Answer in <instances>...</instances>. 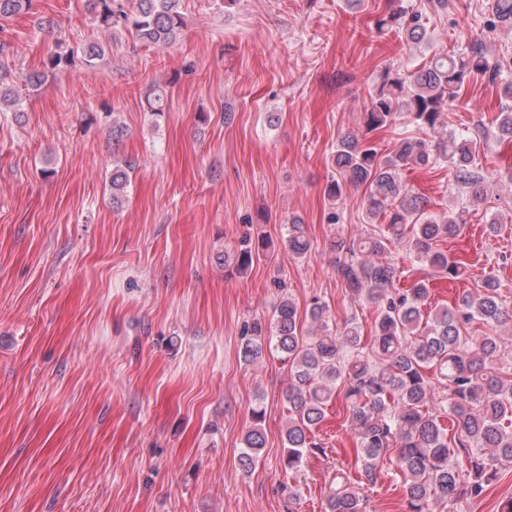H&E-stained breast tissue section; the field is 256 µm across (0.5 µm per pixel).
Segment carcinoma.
Listing matches in <instances>:
<instances>
[{"label": "carcinoma", "mask_w": 512, "mask_h": 512, "mask_svg": "<svg viewBox=\"0 0 512 512\" xmlns=\"http://www.w3.org/2000/svg\"><path fill=\"white\" fill-rule=\"evenodd\" d=\"M30 2L0 0V20L29 9ZM90 2L100 22L122 27L148 46L173 43L184 25L182 0ZM492 16V23L512 27V0H492ZM403 29L412 41L427 37V28L417 14ZM75 59L71 51L55 52L48 57L46 67L64 69ZM8 71L9 66L0 60V112L18 113L22 104L18 92L6 82ZM486 73L494 82L502 70L490 67L479 41L458 52L435 55L407 74L386 72L370 108L363 113L364 127L374 131L386 126L401 99L417 127L434 130L466 78ZM147 105L152 116L161 118L167 109L166 91L156 89ZM497 121L495 137L512 142V109L499 113ZM480 137V133H450L434 143L403 138L385 158L355 134L343 136L336 146L332 155L335 175L325 193L337 201L347 187L367 186L366 214L380 224L363 238L350 243L339 238L334 244L339 253L365 256L357 262H337V271L357 302L378 311L370 345L364 344L354 318L337 330L331 329L328 307L317 301L307 312L314 329L302 335L297 305L289 297L280 300L272 322L256 321L242 334L240 355L244 362L262 358L269 348L288 363L284 469L297 471L308 455L322 451L313 437L328 402L341 393L348 403L359 438V478L336 470L325 512H366L363 482L376 479L383 458L393 446L408 512H435L432 506L438 504L455 512L463 501L481 497L501 467L512 465V349L502 345L497 333L512 314L503 308L499 284L488 278L479 297L464 295L450 306L426 313V280L399 289L396 282L400 271L378 259L388 251L391 241L403 239L410 225L413 235L406 247L414 263L450 280L466 278L467 267L439 248L457 236L459 215L450 211L436 218L425 213L403 185L402 171L409 166L449 162L455 168L456 180L472 189V197L479 200L484 183L477 164ZM130 170L126 163H112V203L121 202ZM284 244L297 257L310 252L311 242L300 219L288 220ZM261 248H267V243L258 246L245 236L232 255L224 257V265L244 275L259 258ZM476 320L488 332L475 339L468 329ZM436 389L441 393L438 399ZM264 416L261 404L252 407L255 426L245 434L239 456L246 471L256 465L265 448ZM445 419L457 427V437L451 443ZM457 448L466 452L467 463L458 460Z\"/></svg>", "instance_id": "cac0c4a2"}]
</instances>
